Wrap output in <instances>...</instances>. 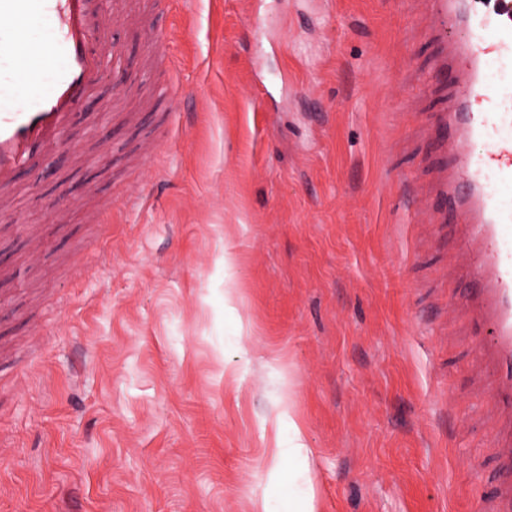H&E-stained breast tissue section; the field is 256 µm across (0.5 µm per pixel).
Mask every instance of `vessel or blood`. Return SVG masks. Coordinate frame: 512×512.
<instances>
[{
    "instance_id": "obj_1",
    "label": "vessel or blood",
    "mask_w": 512,
    "mask_h": 512,
    "mask_svg": "<svg viewBox=\"0 0 512 512\" xmlns=\"http://www.w3.org/2000/svg\"><path fill=\"white\" fill-rule=\"evenodd\" d=\"M435 15L455 16L466 30L459 43L461 87L434 129L454 157L449 174L437 185L443 210L464 225L460 241L476 288L470 299L475 323L489 332L495 366L491 399L504 422L494 445L504 465L497 512H512V139L496 138L512 125V95L494 91L486 77L489 58L512 60V0H495V18L480 17L473 0H430ZM27 22L45 32L43 51L50 78L30 85L16 71L10 90L0 91V209L9 207L6 191L42 150L56 147L75 114L92 101L104 78L101 61L89 48L92 39L112 36L128 22L120 8L102 15L96 29L86 22L85 0H0V20ZM144 54L153 62L167 58L166 33L149 18L137 22Z\"/></svg>"
}]
</instances>
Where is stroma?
Wrapping results in <instances>:
<instances>
[{"instance_id": "obj_1", "label": "stroma", "mask_w": 512, "mask_h": 512, "mask_svg": "<svg viewBox=\"0 0 512 512\" xmlns=\"http://www.w3.org/2000/svg\"><path fill=\"white\" fill-rule=\"evenodd\" d=\"M153 21L172 109L120 28V60L97 51L139 124L107 76L0 214V512H297L310 486L317 512H479L500 416L463 229L432 204L456 87L431 73L460 27L429 0H174ZM145 133L161 151L137 163ZM281 415L309 464L274 476Z\"/></svg>"}]
</instances>
